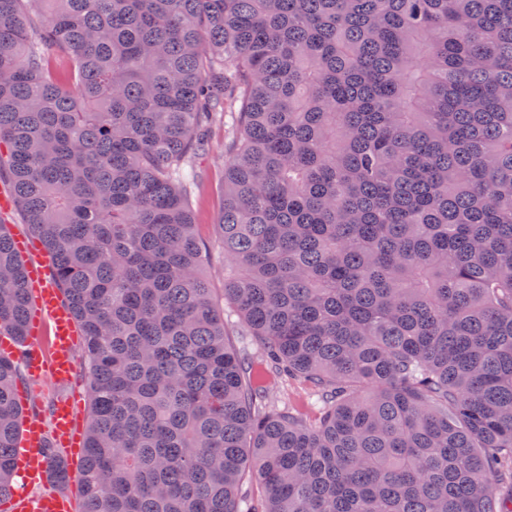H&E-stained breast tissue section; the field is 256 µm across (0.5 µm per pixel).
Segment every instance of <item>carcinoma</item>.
<instances>
[{
  "instance_id": "carcinoma-1",
  "label": "carcinoma",
  "mask_w": 512,
  "mask_h": 512,
  "mask_svg": "<svg viewBox=\"0 0 512 512\" xmlns=\"http://www.w3.org/2000/svg\"><path fill=\"white\" fill-rule=\"evenodd\" d=\"M30 2L0 0V178L83 331L79 512H241L249 480L261 512H512V0ZM227 116L224 300L267 364L190 208ZM24 266L0 224L20 341ZM278 371L316 424L267 405Z\"/></svg>"
}]
</instances>
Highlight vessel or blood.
Listing matches in <instances>:
<instances>
[{
    "label": "vessel or blood",
    "instance_id": "b4317fda",
    "mask_svg": "<svg viewBox=\"0 0 512 512\" xmlns=\"http://www.w3.org/2000/svg\"><path fill=\"white\" fill-rule=\"evenodd\" d=\"M25 283L30 310L25 330L31 341L20 346L11 338L0 339V352L20 358L33 378L67 381L73 369L71 348L79 326L46 264L38 261L27 264ZM46 327L52 331V340L45 348L35 344L33 338ZM76 419L72 404L63 398L50 404L47 415L29 414L15 463L28 481L42 486L43 491L32 499L11 496L4 503L7 512H74V500L67 494L49 490L47 483L54 459L85 445Z\"/></svg>",
    "mask_w": 512,
    "mask_h": 512
}]
</instances>
